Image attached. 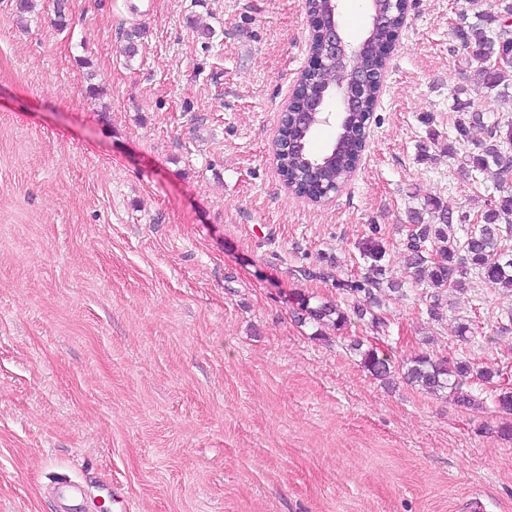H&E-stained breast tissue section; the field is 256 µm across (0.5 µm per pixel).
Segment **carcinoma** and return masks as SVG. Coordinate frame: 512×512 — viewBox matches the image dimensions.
<instances>
[{"label":"carcinoma","mask_w":512,"mask_h":512,"mask_svg":"<svg viewBox=\"0 0 512 512\" xmlns=\"http://www.w3.org/2000/svg\"><path fill=\"white\" fill-rule=\"evenodd\" d=\"M512 17V0H499L497 11H481L474 15L475 21L468 20L464 12L459 14L453 27L461 47L478 59L494 55L500 59L498 66L489 70L478 65L469 81L475 90L494 94L496 99H507L512 95V26L504 19ZM403 7L392 12L390 24L374 32L366 41L360 65L367 69L379 70L393 45L396 32L402 26ZM460 112L454 124L455 142L468 143L472 149L466 155V168L480 176H488L500 185L512 170V119L501 122L492 120L486 112L471 108V103H457ZM482 131L485 137H474L475 131ZM343 141L349 145L336 165H325L318 170L321 182L330 187L342 184L351 177L354 155L362 148V141L352 129L343 130ZM301 153L284 160V175L294 178L306 163L315 159L307 149V136H299ZM512 239V193L503 191L497 204L485 211L480 221L464 227L463 235H454L452 216L438 201L427 199L421 209L409 212L408 233L403 242L407 266L413 269L415 283L425 285L429 296L427 312L437 321L443 317V297L450 288H463L469 275L476 272L483 282L493 288L512 290V248L503 242ZM364 261L363 271L354 280H340L329 269L305 270L303 275L311 279H330L343 294L352 301L343 308L332 300L320 301L314 305L302 297L298 302L299 320L309 321L319 327H333L337 330L355 321L380 333L388 328L387 318L382 313L381 296L390 291L402 293L404 283L387 276L385 264L386 249L376 235L367 237L359 247ZM351 349L361 357V364L373 376L388 380L391 377L389 358L374 348L363 349V343L356 340ZM496 372L486 368L473 370L465 362L447 357L421 353L401 366L400 378L404 383L427 393L446 392L460 406L474 402L468 390L469 378L490 382Z\"/></svg>","instance_id":"1"}]
</instances>
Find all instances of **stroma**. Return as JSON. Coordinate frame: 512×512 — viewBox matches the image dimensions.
Wrapping results in <instances>:
<instances>
[{
  "label": "stroma",
  "instance_id": "stroma-1",
  "mask_svg": "<svg viewBox=\"0 0 512 512\" xmlns=\"http://www.w3.org/2000/svg\"><path fill=\"white\" fill-rule=\"evenodd\" d=\"M53 3L21 18L0 0V512H68L67 477L100 512L103 476L134 512H512V415L493 401L512 389V294L474 277L431 320L403 257L425 199L472 223L500 196L465 147L446 153L458 88L512 118L468 88L453 35L495 0H409L368 145L321 204L272 152L308 61L305 0H67L62 31ZM374 226L405 284L384 337H316L298 297L343 294L304 270L355 278ZM356 339L496 375L466 409L375 379Z\"/></svg>",
  "mask_w": 512,
  "mask_h": 512
}]
</instances>
